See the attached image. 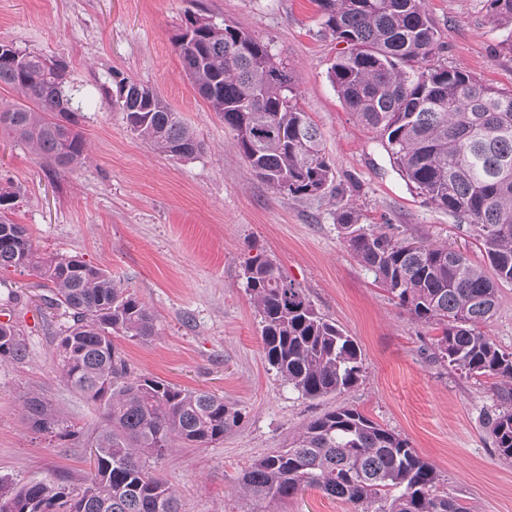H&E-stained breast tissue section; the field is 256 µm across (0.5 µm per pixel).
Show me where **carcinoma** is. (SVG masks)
I'll return each instance as SVG.
<instances>
[{
    "instance_id": "cac0c4a2",
    "label": "carcinoma",
    "mask_w": 512,
    "mask_h": 512,
    "mask_svg": "<svg viewBox=\"0 0 512 512\" xmlns=\"http://www.w3.org/2000/svg\"><path fill=\"white\" fill-rule=\"evenodd\" d=\"M324 25L344 51L330 80L371 130L402 175L449 214L466 220L493 275L445 243L395 240L358 223L344 206L336 221L348 246L417 322L439 330L433 357L469 376L502 380L498 413L488 419L496 450L512 459V352L480 326L493 319L499 285L512 284V90L469 73L432 65L439 30L424 0H318ZM491 22L512 51V0H486ZM184 70L212 112L224 118L238 153L259 179L292 197L320 194L333 177L321 138L299 106L298 89L269 44L226 23L187 15L174 37ZM68 65L0 42V85L19 101L0 108V135L29 144L53 168L71 171L86 158L78 123L82 104L67 85ZM130 130L156 152L191 159L203 150L152 88L113 80ZM21 189H0V269L27 270L49 289L46 303L70 314L58 336L64 381L101 409L94 464L74 493L51 481L0 484V512H181L175 490L149 462L176 448L224 439L242 413L224 397L132 375L112 335L149 343L154 312L107 271L77 255L42 253L29 229L8 219ZM246 292L260 317L264 356L308 399L353 388L363 368L356 341L313 306L262 251L244 261ZM27 345L0 323V360H22ZM31 427L71 435L60 411L38 394L24 402ZM440 474L409 441L353 407L314 418L285 448L254 461L239 477L256 500L315 488L360 512H469L439 488Z\"/></svg>"
}]
</instances>
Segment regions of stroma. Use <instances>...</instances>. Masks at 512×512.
Segmentation results:
<instances>
[{
  "label": "stroma",
  "instance_id": "obj_1",
  "mask_svg": "<svg viewBox=\"0 0 512 512\" xmlns=\"http://www.w3.org/2000/svg\"><path fill=\"white\" fill-rule=\"evenodd\" d=\"M425 3L442 62L512 89V52L502 48L485 0ZM189 12L236 23L288 64L333 167L324 194L278 193L247 168L173 44ZM322 21L317 0H0V41L65 60L69 84L88 102L79 120L87 159L75 170H54L25 142L0 138V185L23 190L8 216L28 227L41 251L109 271L155 312L152 344L116 340L129 371L223 395L241 410L223 440L152 463L182 512H353L315 489L267 502L237 485L253 461L340 406L406 437L471 512H512V460L498 455L487 426L499 407L493 379L432 360L435 329L414 322L346 247L336 210L348 203L361 224L450 243L478 266H486L485 253L470 225L418 194L340 100L329 72L342 46ZM115 71L155 88L204 151L172 159L130 131L101 94ZM259 249L359 345L364 372L349 391L305 398L265 361L243 274L244 259ZM46 293L32 273L0 269V323L16 326L27 345L24 359L0 362V481L54 480L76 490L101 416L61 377L57 335L70 319L46 305ZM34 393L61 411L72 436L49 440L32 430L23 403Z\"/></svg>",
  "mask_w": 512,
  "mask_h": 512
}]
</instances>
